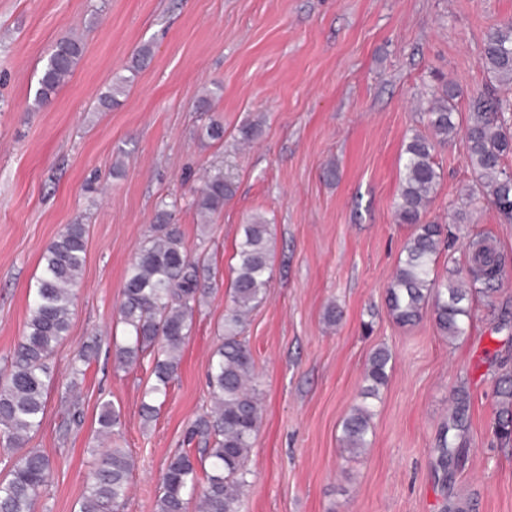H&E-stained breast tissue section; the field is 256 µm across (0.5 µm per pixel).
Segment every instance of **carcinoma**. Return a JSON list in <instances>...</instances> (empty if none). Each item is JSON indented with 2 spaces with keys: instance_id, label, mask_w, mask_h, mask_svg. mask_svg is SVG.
<instances>
[{
  "instance_id": "carcinoma-1",
  "label": "carcinoma",
  "mask_w": 512,
  "mask_h": 512,
  "mask_svg": "<svg viewBox=\"0 0 512 512\" xmlns=\"http://www.w3.org/2000/svg\"><path fill=\"white\" fill-rule=\"evenodd\" d=\"M83 42L70 34L61 36L47 58L34 94L38 108L50 103L72 76L84 54ZM152 57L151 48H138L128 70L138 72ZM479 65L495 86L473 98L464 130L455 122L454 94L447 90L427 100V132L414 133L404 148L403 176L398 189L395 219L413 232L404 258L387 286L389 314L403 326L433 312L437 331L448 338L465 335L471 313L470 293L487 298L501 290L504 263L489 236L468 242L469 265L464 279H439L435 258L444 239L441 224L426 221V214L440 179L434 161L437 150L463 132L471 166L477 174L468 204L481 202L512 217V174L505 160L512 157V127L505 113L512 101L499 91L512 87V19L503 21L486 37ZM128 77L112 81L98 99V109L111 108L126 92ZM234 194L232 181L217 171L205 177L192 206L203 223L224 209ZM164 210L131 263L122 290L120 321L131 342L116 348L117 368L130 370L151 362L154 382L145 391L141 414L145 422L155 417L152 401L167 395L177 373L181 351L191 333L195 309L210 296L211 286L200 278L197 262L184 247L176 225ZM87 251L85 225L66 224L45 249L42 271L29 303L25 332L7 368L0 371V448L14 455L12 466L0 480V512H34L41 489L51 477V460L38 448H29L30 434L41 425L49 385L54 379L51 358L67 336L75 288L79 285ZM274 245L268 222L254 215L243 225L238 267L231 303L224 315V336L211 355L208 387L213 408L199 417L186 437L187 447L167 461L157 493V512H186L196 498L197 512H239L241 498L250 485L247 460L261 424L256 389L255 361L242 338L248 315L261 303L271 280ZM391 355L384 347L370 356L365 371L363 397L375 398L388 381ZM498 394L505 408L500 425L512 422V382L502 380ZM469 394L455 393L449 422L439 431L434 448L435 470L448 480V466L457 453L456 440L466 431ZM371 407L355 406L343 423L342 443L357 454L370 443ZM99 434L110 437L122 425L121 411L107 402L97 419ZM134 461L125 449H104L85 476L86 491L78 512H123Z\"/></svg>"
}]
</instances>
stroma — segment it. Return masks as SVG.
I'll return each mask as SVG.
<instances>
[{
    "label": "stroma",
    "mask_w": 512,
    "mask_h": 512,
    "mask_svg": "<svg viewBox=\"0 0 512 512\" xmlns=\"http://www.w3.org/2000/svg\"><path fill=\"white\" fill-rule=\"evenodd\" d=\"M512 18V0H0V367L26 325L41 256L66 224L86 225V261L71 326L54 357L42 426L30 447L53 463L36 512H77L104 402L122 412L120 447L132 456L124 512H155L168 459L208 412L210 357L231 306L242 226L263 216L274 239L272 278L244 336L255 358L262 415L241 512H512V434H498L501 378H512V340L493 334L512 307V218L483 206L457 211L476 183L462 136L439 150L441 174L428 220L448 238L439 278L462 269L469 239L490 234L505 261L496 299L473 295L466 336L437 331L431 313L394 322L386 289L412 234L394 218L407 139L424 130L423 107L443 85L466 124L487 79V34ZM76 31L84 55L55 98L33 97L51 45ZM150 63L118 106L97 98L126 75L133 53ZM212 91V109L198 101ZM213 120L224 141L201 140ZM262 133L242 145V123ZM236 186L209 226L192 206L205 175ZM199 273L214 286L193 317L177 377L151 422L141 401L149 366L117 369L124 343L118 307L127 269L162 203ZM342 316L325 318L329 305ZM100 337L78 386L70 366ZM392 359L372 400L370 445L342 450V424L359 401L377 347ZM470 395L468 429L440 487L438 433L457 389ZM78 400L80 422L70 420Z\"/></svg>",
    "instance_id": "35a3bbf8"
}]
</instances>
